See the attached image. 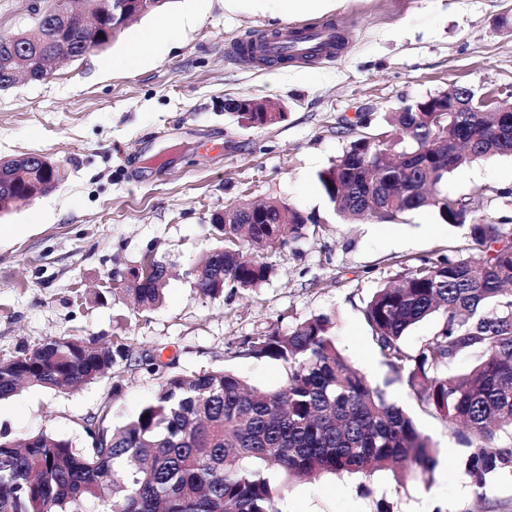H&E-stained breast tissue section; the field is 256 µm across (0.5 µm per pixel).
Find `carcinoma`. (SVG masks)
<instances>
[{
  "label": "carcinoma",
  "mask_w": 512,
  "mask_h": 512,
  "mask_svg": "<svg viewBox=\"0 0 512 512\" xmlns=\"http://www.w3.org/2000/svg\"><path fill=\"white\" fill-rule=\"evenodd\" d=\"M122 29L105 21L94 30L71 19L63 39L79 58L106 47ZM27 52L12 54L0 35V90L11 86L9 60L38 70L39 55L56 35L47 22L16 33ZM456 112H429L426 102L393 114L394 131L363 136L318 176L336 212L387 223L397 215L436 210L448 224L468 226L479 257L440 255L424 260L378 290L365 319L385 364L387 384L405 382L421 403L461 427L465 470L485 485L496 470L512 471V442L493 445L497 432H512V245L500 223L477 214L468 197L441 190L450 172L479 158L512 155V96L497 112H477L464 94ZM288 210L281 222L279 208ZM270 206L262 224H220L224 246L214 263L194 276L210 297L226 288H258L274 275L266 254L303 237V212ZM263 251L251 259L240 242ZM163 263L144 282L124 284L140 307L163 295ZM436 318L433 335L418 347L404 344L419 322ZM332 318L315 315L286 333L277 330L244 341L243 355L284 363L287 379L267 391L248 386L232 371L161 377L151 402L128 423L112 426L105 404L96 422L103 432L94 448L41 432L19 442L0 434V512H281L279 475L312 480L325 473L361 474L406 468L433 472L439 452L387 391L335 345ZM476 358L467 374L445 372L457 357ZM124 344L99 345L58 338L14 359L0 361V400L22 385L78 389L126 360Z\"/></svg>",
  "instance_id": "1"
}]
</instances>
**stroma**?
<instances>
[{
	"instance_id": "1",
	"label": "stroma",
	"mask_w": 512,
	"mask_h": 512,
	"mask_svg": "<svg viewBox=\"0 0 512 512\" xmlns=\"http://www.w3.org/2000/svg\"><path fill=\"white\" fill-rule=\"evenodd\" d=\"M324 24L339 26L342 38L328 59L252 64L229 51ZM452 85L479 96L512 91V0H328L310 16L253 0H170L47 79L0 90V158L40 154L66 170L52 193L0 211V361L60 337L130 349L111 375L80 389L27 386L0 400V433L48 432L88 447L86 420L108 403L113 424L127 423L166 374L224 368L277 389L285 365L239 357L243 341L318 314L331 316L338 350L372 382L388 383L368 301L421 260L472 256L468 229L432 209L382 224L343 219L318 175L351 141L387 129L391 112ZM242 97L278 103L286 117L240 127L223 106ZM444 188L480 190L481 214L512 237L511 156L465 164ZM270 200L295 205L316 225L270 254L271 281L218 298L200 293L191 270L223 244L213 214ZM35 212L42 219L33 224ZM148 258L170 274L163 302L141 311L114 290ZM388 385L438 448L434 474L291 480L281 512H512V473L476 487L457 429L406 383Z\"/></svg>"
}]
</instances>
